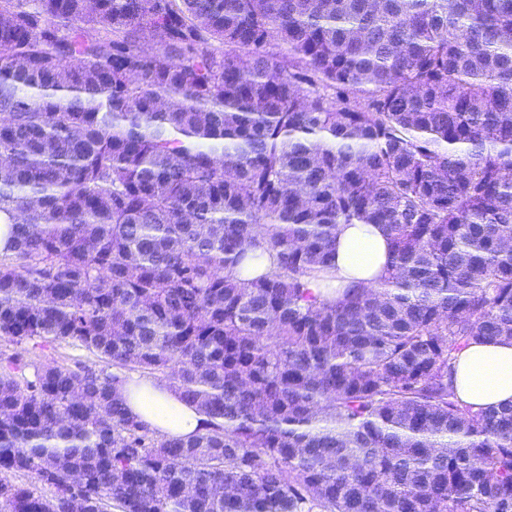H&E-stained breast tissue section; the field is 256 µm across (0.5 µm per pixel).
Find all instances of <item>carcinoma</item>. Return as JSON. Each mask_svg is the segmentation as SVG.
<instances>
[{"instance_id": "cac0c4a2", "label": "carcinoma", "mask_w": 512, "mask_h": 512, "mask_svg": "<svg viewBox=\"0 0 512 512\" xmlns=\"http://www.w3.org/2000/svg\"><path fill=\"white\" fill-rule=\"evenodd\" d=\"M0 214V512H512V0H0ZM389 260L388 240L378 225H339L333 259L336 288L375 284L386 275ZM455 386L474 409L512 405V340L473 343L457 355ZM119 390L130 414L165 437L192 435L205 420L178 392L148 376L130 373Z\"/></svg>"}]
</instances>
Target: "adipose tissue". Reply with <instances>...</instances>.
<instances>
[{"label": "adipose tissue", "mask_w": 512, "mask_h": 512, "mask_svg": "<svg viewBox=\"0 0 512 512\" xmlns=\"http://www.w3.org/2000/svg\"><path fill=\"white\" fill-rule=\"evenodd\" d=\"M333 264L336 287L375 284L389 265L386 235L375 224L340 225ZM455 386L459 398L474 407L512 405V340L474 343L460 352ZM119 390L131 415L161 435H192L204 420L178 392L148 376L128 374Z\"/></svg>", "instance_id": "ef3b65f1"}]
</instances>
